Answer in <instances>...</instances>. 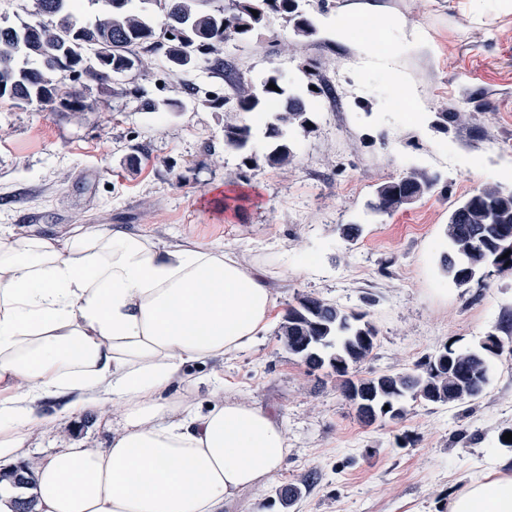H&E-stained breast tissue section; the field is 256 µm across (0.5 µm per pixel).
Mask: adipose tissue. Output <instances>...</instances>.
<instances>
[{
	"instance_id": "ef3b65f1",
	"label": "adipose tissue",
	"mask_w": 512,
	"mask_h": 512,
	"mask_svg": "<svg viewBox=\"0 0 512 512\" xmlns=\"http://www.w3.org/2000/svg\"><path fill=\"white\" fill-rule=\"evenodd\" d=\"M324 24L366 56L387 50L353 19ZM278 316L265 272L228 249L109 224L1 234L0 462H24L45 424L36 399L120 421L104 447L39 461L33 488L0 482V512L29 494L36 512H224L261 486L286 460L284 427L220 395L198 409L173 385L252 346ZM448 512H512V464L489 462L453 492Z\"/></svg>"
}]
</instances>
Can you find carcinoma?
I'll return each mask as SVG.
<instances>
[{
  "label": "carcinoma",
  "mask_w": 512,
  "mask_h": 512,
  "mask_svg": "<svg viewBox=\"0 0 512 512\" xmlns=\"http://www.w3.org/2000/svg\"><path fill=\"white\" fill-rule=\"evenodd\" d=\"M79 2L33 0L38 21L0 24L1 86L30 105L42 107L59 99L71 111L83 112L87 109L84 89L95 86L102 92L119 93L113 87L116 72L129 63H143L140 51L154 47L159 37L168 69L189 74L201 64L224 71V43L249 36L271 15L280 16L296 38L309 39L319 32L317 19L295 8L300 0H231L227 9L211 7L213 0H140L160 10L161 18L156 20L132 7L133 0L110 4L90 0L99 10L89 22L76 17ZM84 42L97 46L98 58L82 56ZM70 72L80 80V87L63 91V79ZM270 83L277 89L268 87ZM237 109L263 117L257 127L245 121L224 125L225 148L239 153L247 168L258 161L256 136L265 142V162L286 167L296 158L292 137L315 128L312 102L276 70L259 84L242 87ZM459 119L457 112H439L431 128L446 133L448 124ZM440 182L438 173L412 168L380 184L367 208L374 214H391L431 193ZM444 236L447 250L440 255L439 265L456 285L469 284L488 267L511 275L512 190L494 183L481 186L450 211ZM366 317L365 312L303 295L288 305L276 331L282 347L308 368H332L344 397L366 426L379 418L403 420L409 400L438 406L476 400L489 382L488 357L503 350L502 341L491 334L476 349L446 344L443 358L437 352L409 370L358 377L357 367L371 355L377 336ZM302 494L301 486L287 484L279 490V504L287 509Z\"/></svg>",
  "instance_id": "cac0c4a2"
}]
</instances>
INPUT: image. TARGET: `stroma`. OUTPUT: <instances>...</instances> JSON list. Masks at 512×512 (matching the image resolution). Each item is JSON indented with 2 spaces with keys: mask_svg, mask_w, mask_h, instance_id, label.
Wrapping results in <instances>:
<instances>
[{
  "mask_svg": "<svg viewBox=\"0 0 512 512\" xmlns=\"http://www.w3.org/2000/svg\"><path fill=\"white\" fill-rule=\"evenodd\" d=\"M392 49L359 56L327 33L294 38L279 16L243 40L224 45L246 80L274 69L306 89L315 67L335 89L314 103L315 131L297 135L291 166L246 169L225 149L233 99L222 75L198 67L169 70L161 57L124 77L119 96L87 94L89 111L41 108L0 99V230L62 236L96 219L163 242L180 239L234 249L270 275L280 305L311 295L366 312L378 331L367 377L412 368L444 344L476 348L512 313V275L490 272L460 287L438 257L454 205L486 183L512 189V0H374ZM420 27L426 43L407 51L399 34ZM401 99L425 111L386 110L394 83ZM159 103L143 111L141 96ZM179 108H169V101ZM461 112L447 132L436 113ZM440 173L437 189L391 214L366 216L379 184L410 166ZM363 235L346 242L340 224ZM490 359L484 394L468 408L407 401L401 422L361 424L329 368L307 369L274 333L239 352L216 383L210 367L190 371L189 398L206 406L216 387L273 414L288 437L283 468L244 493L234 512H445L450 492L488 460L504 456L497 437L512 427V335ZM49 422L23 450L43 459L71 446L97 448L118 419L90 410ZM317 482L289 510L276 503L285 484Z\"/></svg>",
  "mask_w": 512,
  "mask_h": 512,
  "instance_id": "35a3bbf8",
  "label": "stroma"
}]
</instances>
